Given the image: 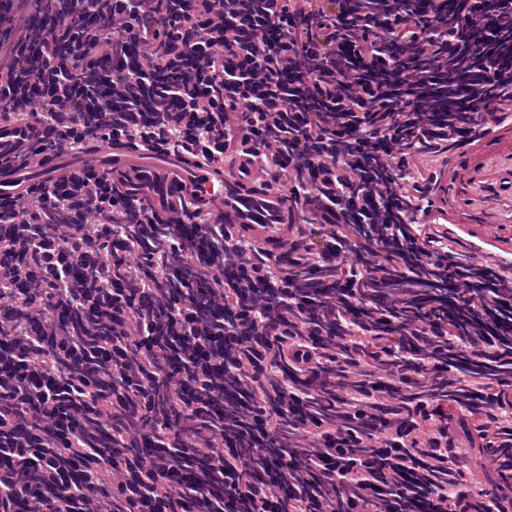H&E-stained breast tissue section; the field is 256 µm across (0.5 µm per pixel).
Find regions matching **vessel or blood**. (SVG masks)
I'll return each instance as SVG.
<instances>
[{"mask_svg": "<svg viewBox=\"0 0 512 512\" xmlns=\"http://www.w3.org/2000/svg\"><path fill=\"white\" fill-rule=\"evenodd\" d=\"M46 131L38 124L20 130L0 124V205L7 207L26 198L35 178H55L59 169L91 164L111 173L120 187L131 194L151 191L157 211L171 216L178 199L194 200L199 209L217 217L239 238L261 243L278 257L286 256L290 219L288 197L256 181L250 171L256 163L243 155L225 162L201 161L188 156L141 149L133 140L99 142L79 154L53 157L37 152ZM25 155L26 169L13 165L15 155ZM465 179L462 195L467 208L479 211L483 222L471 230L483 240H491L503 222L501 203L512 200V147L492 152L470 148L466 170L443 166L430 181L429 218L437 224L448 221V185Z\"/></svg>", "mask_w": 512, "mask_h": 512, "instance_id": "1", "label": "vessel or blood"}]
</instances>
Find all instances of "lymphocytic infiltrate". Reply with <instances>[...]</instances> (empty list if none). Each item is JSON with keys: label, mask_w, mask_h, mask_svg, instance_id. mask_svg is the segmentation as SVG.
Instances as JSON below:
<instances>
[{"label": "lymphocytic infiltrate", "mask_w": 512, "mask_h": 512, "mask_svg": "<svg viewBox=\"0 0 512 512\" xmlns=\"http://www.w3.org/2000/svg\"><path fill=\"white\" fill-rule=\"evenodd\" d=\"M504 100L512 0H0V123L254 148L311 232L283 262L93 167L0 209V512H512V274L406 191Z\"/></svg>", "instance_id": "1"}]
</instances>
